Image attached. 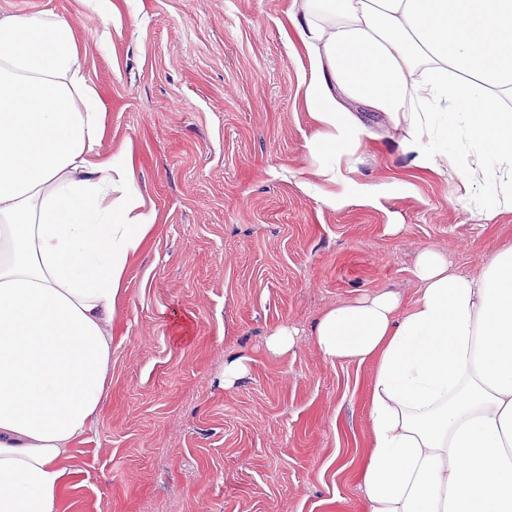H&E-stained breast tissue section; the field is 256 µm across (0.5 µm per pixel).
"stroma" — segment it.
Wrapping results in <instances>:
<instances>
[{
  "mask_svg": "<svg viewBox=\"0 0 512 512\" xmlns=\"http://www.w3.org/2000/svg\"><path fill=\"white\" fill-rule=\"evenodd\" d=\"M293 0H0L76 29L107 112L102 153L131 146L157 224L130 265L112 390L78 441L67 512H362L351 463L369 441V366L299 343L332 304L382 288L415 298L419 252L479 272L512 243V212L485 223L447 175L416 168L386 116L349 104L371 137L350 194L324 205L313 176L311 74ZM399 232H392V225ZM247 374L224 384V358ZM298 342V332L281 327L271 333L266 341V350L272 356H284L292 350Z\"/></svg>",
  "mask_w": 512,
  "mask_h": 512,
  "instance_id": "35a3bbf8",
  "label": "stroma"
}]
</instances>
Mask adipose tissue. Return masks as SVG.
<instances>
[{"label": "adipose tissue", "instance_id": "obj_1", "mask_svg": "<svg viewBox=\"0 0 512 512\" xmlns=\"http://www.w3.org/2000/svg\"><path fill=\"white\" fill-rule=\"evenodd\" d=\"M318 176L344 182L384 113L413 163L454 176L484 221L512 210V0H296ZM74 28L0 13V512H66L73 445L112 387L116 311L156 224ZM417 297L330 306L308 340L369 365L363 512H512V244L481 272L423 249Z\"/></svg>", "mask_w": 512, "mask_h": 512}]
</instances>
